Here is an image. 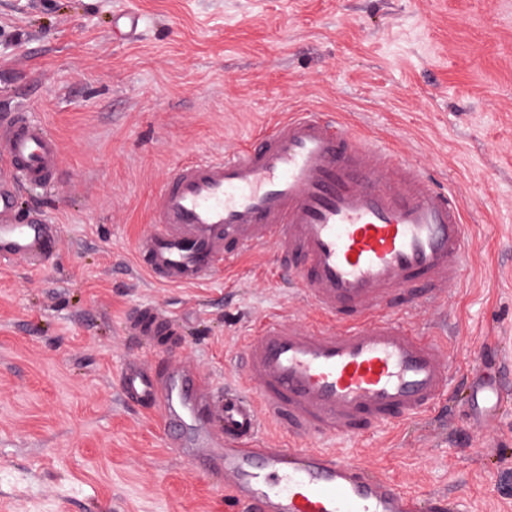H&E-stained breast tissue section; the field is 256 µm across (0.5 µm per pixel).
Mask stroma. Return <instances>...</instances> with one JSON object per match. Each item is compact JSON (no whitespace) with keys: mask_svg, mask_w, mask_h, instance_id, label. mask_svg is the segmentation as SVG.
I'll return each mask as SVG.
<instances>
[{"mask_svg":"<svg viewBox=\"0 0 512 512\" xmlns=\"http://www.w3.org/2000/svg\"><path fill=\"white\" fill-rule=\"evenodd\" d=\"M143 19L112 38V17ZM46 122L66 180L26 191L59 227L41 268L0 261V512H242L126 403L121 371L159 349L126 335L141 305L183 325L177 360L235 383L253 321L313 312L270 275L273 248L191 287L135 262L180 161L234 151L300 106L387 142L467 206L471 267L445 301L459 376L445 410L357 441L304 438L455 512H512V398L471 417V384L512 371V0H0V107Z\"/></svg>","mask_w":512,"mask_h":512,"instance_id":"1","label":"stroma"}]
</instances>
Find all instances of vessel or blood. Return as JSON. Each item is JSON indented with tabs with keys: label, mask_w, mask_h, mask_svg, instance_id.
Returning a JSON list of instances; mask_svg holds the SVG:
<instances>
[{
	"label": "vessel or blood",
	"mask_w": 512,
	"mask_h": 512,
	"mask_svg": "<svg viewBox=\"0 0 512 512\" xmlns=\"http://www.w3.org/2000/svg\"><path fill=\"white\" fill-rule=\"evenodd\" d=\"M140 18L114 17L115 39ZM64 176L53 132L18 110L0 115V259L39 261L58 227L19 221L14 190ZM465 205L394 151L313 108L261 127L233 153L183 161L158 191L135 258L157 283L188 287L267 246L315 312L307 324L277 313L250 331L245 386L215 392L194 367L128 364L123 396L161 414L168 448L222 475L248 512H419L416 495L324 448L258 444L263 418L294 436L358 437L435 409L447 396L451 356L406 316L446 298L462 275ZM129 334L176 343L179 321L154 307L126 320ZM473 396L486 413L496 384Z\"/></svg>",
	"instance_id": "b4317fda"
}]
</instances>
